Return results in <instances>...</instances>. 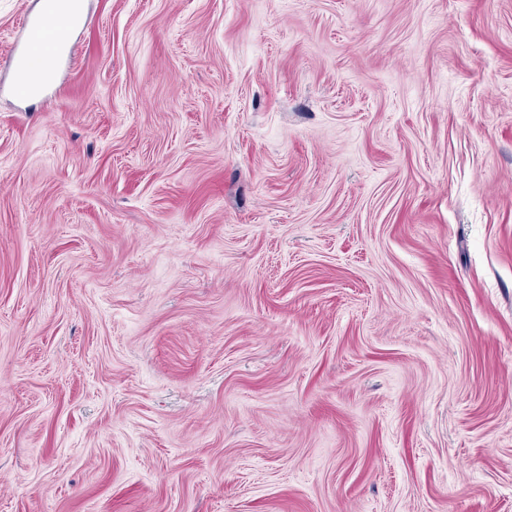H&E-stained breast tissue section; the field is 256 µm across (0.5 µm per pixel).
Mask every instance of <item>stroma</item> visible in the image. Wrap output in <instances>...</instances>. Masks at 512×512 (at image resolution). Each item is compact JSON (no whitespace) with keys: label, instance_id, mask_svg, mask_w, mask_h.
<instances>
[{"label":"stroma","instance_id":"1","mask_svg":"<svg viewBox=\"0 0 512 512\" xmlns=\"http://www.w3.org/2000/svg\"><path fill=\"white\" fill-rule=\"evenodd\" d=\"M0 0V512H512V0ZM64 6L62 1L50 0L42 16L23 21L25 49L14 59V90L20 97L41 93L51 80L50 67L60 49L68 44L71 28L51 25L48 17Z\"/></svg>","mask_w":512,"mask_h":512}]
</instances>
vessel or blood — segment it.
<instances>
[{
    "mask_svg": "<svg viewBox=\"0 0 512 512\" xmlns=\"http://www.w3.org/2000/svg\"><path fill=\"white\" fill-rule=\"evenodd\" d=\"M63 7L62 0H48L43 16L23 22L25 49L16 57L14 66V90L20 97L41 93L51 80L50 67L60 49L67 45L71 29L50 24L48 17Z\"/></svg>",
    "mask_w": 512,
    "mask_h": 512,
    "instance_id": "b4317fda",
    "label": "vessel or blood"
}]
</instances>
